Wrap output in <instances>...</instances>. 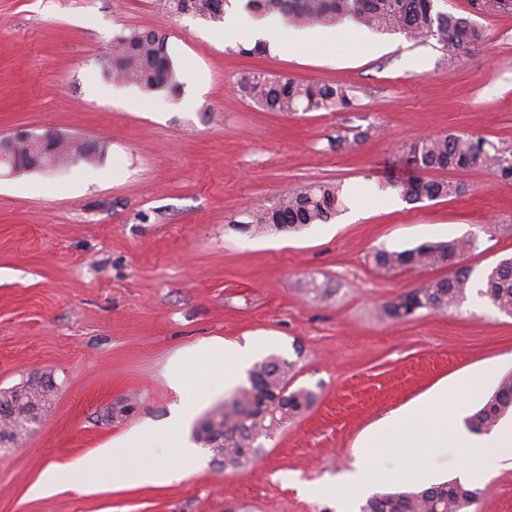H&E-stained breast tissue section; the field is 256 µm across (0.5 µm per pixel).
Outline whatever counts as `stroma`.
Masks as SVG:
<instances>
[{
    "label": "stroma",
    "mask_w": 512,
    "mask_h": 512,
    "mask_svg": "<svg viewBox=\"0 0 512 512\" xmlns=\"http://www.w3.org/2000/svg\"><path fill=\"white\" fill-rule=\"evenodd\" d=\"M484 40L448 61L435 40L366 31V49L327 58L270 46L239 54L223 24L170 13L163 0H0V135L54 131L105 147L98 166L13 173L0 165V392L41 375L55 393L32 432L0 448V512H360L368 498L308 494L343 485L360 444L393 412L469 372L512 378V316L470 293L445 314L410 320L380 307L447 276L386 273L380 249L471 236L472 282L512 256V181L482 166L443 172L467 191L415 204L386 188L411 174L401 146L457 133L512 149V13L483 15ZM165 36L182 88L173 96L113 84L100 62L118 34ZM342 84L350 112H271L242 97L240 73ZM344 137L343 149L331 140ZM342 183L346 210L299 232H239L281 194ZM260 345L292 362L309 409L243 470L211 453L131 452L175 465L172 483L112 484L39 496L35 483L75 465L180 403L199 420L223 402L224 365L178 393L170 363L210 341ZM131 402L126 419L110 412ZM470 512H512V458Z\"/></svg>",
    "instance_id": "1"
}]
</instances>
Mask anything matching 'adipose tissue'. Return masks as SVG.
Here are the masks:
<instances>
[{
  "label": "adipose tissue",
  "instance_id": "ef3b65f1",
  "mask_svg": "<svg viewBox=\"0 0 512 512\" xmlns=\"http://www.w3.org/2000/svg\"><path fill=\"white\" fill-rule=\"evenodd\" d=\"M264 38L276 41L282 47L292 48L299 45L309 47L313 53L327 55L338 42H346L352 51H359L365 45L361 34L355 33L351 25L318 29H286L283 28L279 17L269 16L258 18L246 12L239 11L227 16L224 29L220 34L222 41L231 42L240 36ZM125 439L118 438L94 455L85 458L78 467H57L55 486L83 487L88 474L98 473L104 463L112 465V482L116 485L152 484L157 481L173 482L183 479L184 474L178 467L169 466L159 469L131 471L127 463Z\"/></svg>",
  "mask_w": 512,
  "mask_h": 512
}]
</instances>
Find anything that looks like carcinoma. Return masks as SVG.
<instances>
[{
  "label": "carcinoma",
  "mask_w": 512,
  "mask_h": 512,
  "mask_svg": "<svg viewBox=\"0 0 512 512\" xmlns=\"http://www.w3.org/2000/svg\"><path fill=\"white\" fill-rule=\"evenodd\" d=\"M436 0H247L246 8L257 14L279 13L299 26H332L353 17L358 23L379 32H401L422 42L434 39L452 57H461L482 42L485 32L467 17L442 12ZM230 0H164L174 14H189L205 20L224 19ZM480 15L512 13V0H471ZM103 71L115 81L134 85L150 94L160 89L180 91L177 72L168 54L166 37L148 30L133 29L112 43V53ZM240 92L271 112L350 111L355 95L349 87L322 82H301L287 77H269L245 72L237 81ZM105 148L93 141H59L50 146L36 139L19 138L0 153V163H18L27 171L44 164L58 169L74 163L93 165L102 159ZM405 164L416 172L406 180L386 185L407 203L461 196L464 184L425 176L430 171L465 170L482 165L496 176L512 179V151L484 138L448 134L423 137L404 152ZM342 188L322 182L288 192L267 206L247 214V228L259 232L297 231L311 224L326 223L344 209ZM477 248L472 237H450L446 241L424 242L404 250H379L375 266L386 272L404 269L450 268L452 273L422 288L400 294L381 306L392 319L408 320L423 312L446 313L457 308L472 289L471 271L461 260ZM477 294L500 312L512 315V257L498 261L485 274ZM292 364L268 357L253 365L249 384L238 388L224 402L211 409L194 427L193 437L210 445L221 467L238 470L248 467L262 453L260 439H270L289 420L308 409L312 391L289 390ZM54 384L48 378L31 379L0 396V445L13 443L40 419ZM512 407V383L492 395L469 419L470 428L483 432L494 427L508 407ZM479 491L456 480L433 484L419 490H394L368 498L361 512H468Z\"/></svg>",
  "instance_id": "1"
}]
</instances>
